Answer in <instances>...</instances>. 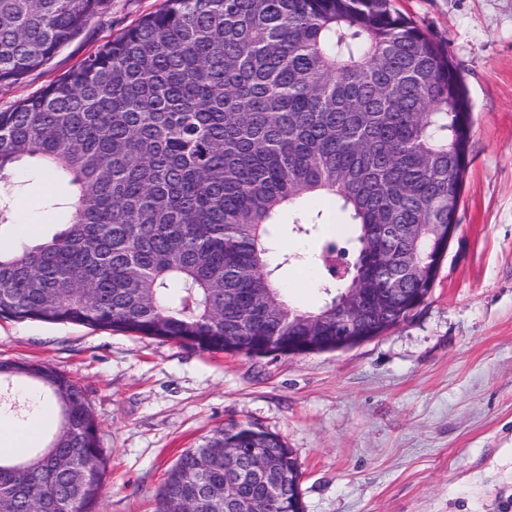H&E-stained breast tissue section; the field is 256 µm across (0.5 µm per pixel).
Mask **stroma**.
Segmentation results:
<instances>
[{"instance_id":"35a3bbf8","label":"stroma","mask_w":512,"mask_h":512,"mask_svg":"<svg viewBox=\"0 0 512 512\" xmlns=\"http://www.w3.org/2000/svg\"><path fill=\"white\" fill-rule=\"evenodd\" d=\"M163 0H112L46 65L0 87V110L40 93ZM445 43L472 104L458 232L423 305L352 348L262 357L69 323L0 319V361L44 363L78 384L107 451L100 512H156L167 472L228 421L280 435L301 465L305 512H512V0H393ZM65 180L25 160L0 195L12 225L60 232ZM316 234L277 248L313 255L342 217L324 199ZM282 270L311 310L324 280Z\"/></svg>"}]
</instances>
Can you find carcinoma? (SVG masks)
Masks as SVG:
<instances>
[{"label":"carcinoma","mask_w":512,"mask_h":512,"mask_svg":"<svg viewBox=\"0 0 512 512\" xmlns=\"http://www.w3.org/2000/svg\"><path fill=\"white\" fill-rule=\"evenodd\" d=\"M110 0H0V86L45 65ZM471 105L446 48L389 0H164L39 94L0 111V181L26 157L69 178L66 228L0 249V318L71 323L256 356L274 336H334L336 300L368 277L385 329L435 283L439 225L456 223ZM329 198L351 234L315 262V310L274 286L305 259L274 255L288 217L308 235ZM339 254L344 278L326 262ZM57 404L41 446L0 456V512H96L105 449L80 386L42 364L0 362ZM254 453L266 481L224 482V454ZM300 465L277 434L231 420L177 458L158 512H304Z\"/></svg>","instance_id":"cac0c4a2"}]
</instances>
